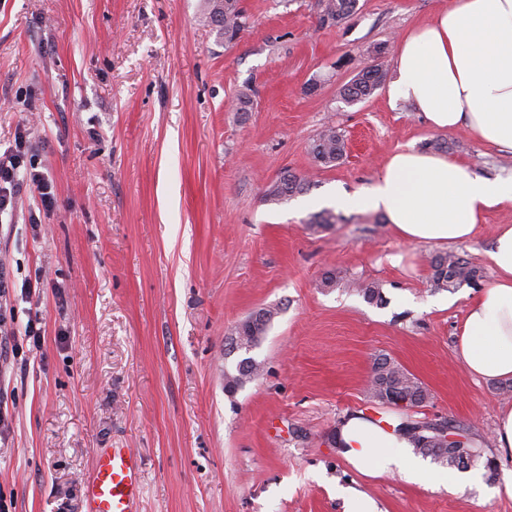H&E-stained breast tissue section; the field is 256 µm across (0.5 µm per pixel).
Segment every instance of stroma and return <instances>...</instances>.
Wrapping results in <instances>:
<instances>
[{
    "instance_id": "35a3bbf8",
    "label": "stroma",
    "mask_w": 512,
    "mask_h": 512,
    "mask_svg": "<svg viewBox=\"0 0 512 512\" xmlns=\"http://www.w3.org/2000/svg\"><path fill=\"white\" fill-rule=\"evenodd\" d=\"M454 2L359 0L324 26L317 0H241L249 25L228 44L202 21L204 0H0V151L30 126L28 151L58 200L46 212L27 192L0 214V263L15 285L44 275L39 296L9 300L15 332L38 318L41 343L23 338L0 361L1 507L87 512L97 453L130 448L137 512H345L353 490L380 512H512L488 471L480 487L451 491L364 473L334 443L353 412L452 420L512 470L493 442L512 392L456 353L469 301L494 279L492 231L512 210L451 246L479 278L440 292L438 246L403 242L382 213L336 202L408 148L512 176V153L431 128L388 85L354 105L340 95L364 67L392 74L402 36ZM243 93L245 114L233 109ZM329 125L346 154L322 167L309 146ZM284 171L308 190L267 202ZM325 209L336 224L313 223ZM368 284L383 302L364 299ZM262 308L277 314L252 352L260 370L226 392L240 359L231 328ZM380 356L426 387L423 405L372 399Z\"/></svg>"
}]
</instances>
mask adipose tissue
Segmentation results:
<instances>
[{
	"mask_svg": "<svg viewBox=\"0 0 512 512\" xmlns=\"http://www.w3.org/2000/svg\"><path fill=\"white\" fill-rule=\"evenodd\" d=\"M390 92L434 129L462 128L479 143L512 152V0H456L439 9L402 38ZM354 200L382 212L404 242L453 246L471 239L489 212L512 210V179L494 182L459 161L408 149L391 155ZM487 255L494 281L467 306L459 357L473 376L511 381V224L498 225ZM337 450L376 475L428 478L394 419L346 416Z\"/></svg>",
	"mask_w": 512,
	"mask_h": 512,
	"instance_id": "1",
	"label": "adipose tissue"
}]
</instances>
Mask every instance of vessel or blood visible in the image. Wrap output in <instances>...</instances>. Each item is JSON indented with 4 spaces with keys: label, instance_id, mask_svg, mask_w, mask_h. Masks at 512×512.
Returning <instances> with one entry per match:
<instances>
[{
    "label": "vessel or blood",
    "instance_id": "1",
    "mask_svg": "<svg viewBox=\"0 0 512 512\" xmlns=\"http://www.w3.org/2000/svg\"><path fill=\"white\" fill-rule=\"evenodd\" d=\"M88 512H136L140 497V460L129 448L98 453L85 489Z\"/></svg>",
    "mask_w": 512,
    "mask_h": 512
}]
</instances>
